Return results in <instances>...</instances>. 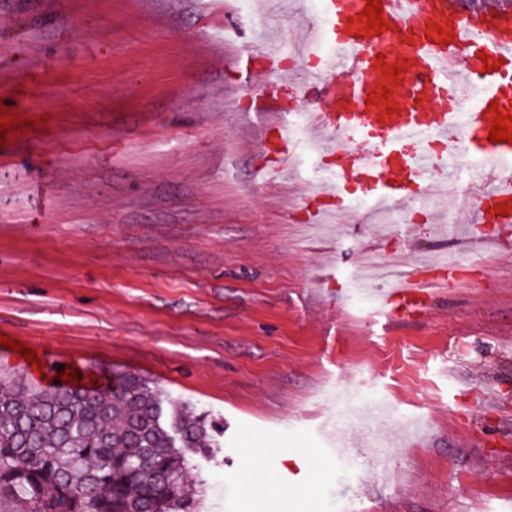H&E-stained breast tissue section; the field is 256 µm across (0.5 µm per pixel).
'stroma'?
Instances as JSON below:
<instances>
[{"label": "stroma", "instance_id": "stroma-1", "mask_svg": "<svg viewBox=\"0 0 512 512\" xmlns=\"http://www.w3.org/2000/svg\"><path fill=\"white\" fill-rule=\"evenodd\" d=\"M207 0H0V101L44 124L0 146V380L47 386L57 367L134 373L222 432L194 457L198 512H512V247L491 224L369 220L307 237L312 186L268 188L258 81L241 14L203 31ZM51 74L29 90L30 71ZM453 251L465 276L424 301L360 310L362 254L420 279ZM390 394L344 435L327 386Z\"/></svg>", "mask_w": 512, "mask_h": 512}]
</instances>
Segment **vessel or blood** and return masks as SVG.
Instances as JSON below:
<instances>
[{"mask_svg": "<svg viewBox=\"0 0 512 512\" xmlns=\"http://www.w3.org/2000/svg\"><path fill=\"white\" fill-rule=\"evenodd\" d=\"M387 25L381 34L366 30L359 18L367 0H323V39L339 53L317 63L305 88L326 101L324 111L313 112L308 134L347 136L346 145L325 149L331 157L334 183L307 195L310 219L350 206L347 186L365 184L374 199L404 204L408 191L431 195L436 182L425 178L439 147L450 140L459 124L467 137L460 149L485 158L489 168L478 191L476 216L492 211L494 224L512 227V183L501 181L503 165L512 163V143L492 142L488 131L495 112L512 115V10L478 7L465 9L456 0H381ZM451 37L450 44L428 40L430 27ZM499 66L485 71L484 58ZM400 67V77L384 75V68ZM267 76L263 95L252 116L265 130L264 141L274 159L265 166L267 182L280 180L300 152V144L284 124L285 114L276 94L283 74L278 60L264 55ZM387 91V101L376 98ZM477 96L478 111L460 116L458 105ZM394 111H387V104Z\"/></svg>", "mask_w": 512, "mask_h": 512, "instance_id": "obj_1", "label": "vessel or blood"}]
</instances>
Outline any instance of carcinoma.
<instances>
[{"label": "carcinoma", "instance_id": "cac0c4a2", "mask_svg": "<svg viewBox=\"0 0 512 512\" xmlns=\"http://www.w3.org/2000/svg\"><path fill=\"white\" fill-rule=\"evenodd\" d=\"M204 418L152 382L0 386V512H193Z\"/></svg>", "mask_w": 512, "mask_h": 512}]
</instances>
